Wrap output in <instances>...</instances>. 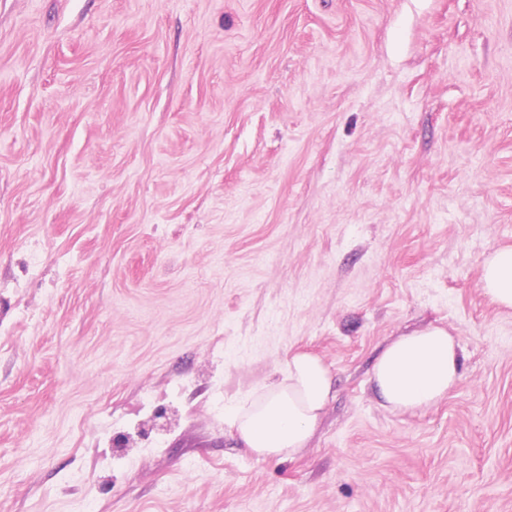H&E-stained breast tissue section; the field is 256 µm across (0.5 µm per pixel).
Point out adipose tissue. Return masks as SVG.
<instances>
[{
    "instance_id": "obj_1",
    "label": "adipose tissue",
    "mask_w": 512,
    "mask_h": 512,
    "mask_svg": "<svg viewBox=\"0 0 512 512\" xmlns=\"http://www.w3.org/2000/svg\"><path fill=\"white\" fill-rule=\"evenodd\" d=\"M481 284L497 304L512 309V247L486 256ZM461 369L454 338L445 328L432 326L387 345L372 366L370 380L384 407L409 411L446 397ZM333 396V376L323 361L295 352L281 367L279 379L237 398L224 421L257 456L290 458L306 447Z\"/></svg>"
}]
</instances>
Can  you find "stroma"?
I'll list each match as a JSON object with an SVG mask.
<instances>
[{
    "label": "stroma",
    "mask_w": 512,
    "mask_h": 512,
    "mask_svg": "<svg viewBox=\"0 0 512 512\" xmlns=\"http://www.w3.org/2000/svg\"><path fill=\"white\" fill-rule=\"evenodd\" d=\"M506 245L512 0H0V512H512ZM430 325L460 380L383 407ZM295 351L336 396L261 458ZM481 284L497 304L512 309V247L496 248L486 256ZM461 369L459 345L445 328L432 326L387 345L372 366L370 381L384 407L409 411L446 397ZM280 378L237 398L224 422L259 457L292 458L306 448L319 417L334 397L333 376L312 354L294 352Z\"/></svg>",
    "instance_id": "obj_1"
}]
</instances>
